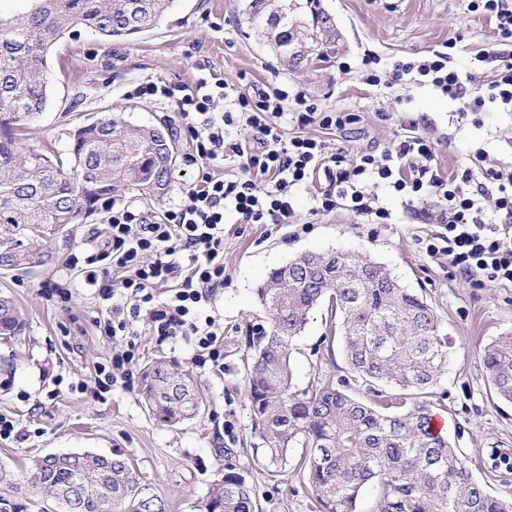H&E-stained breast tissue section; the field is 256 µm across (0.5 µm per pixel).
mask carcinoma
Instances as JSON below:
<instances>
[{
    "label": "carcinoma",
    "instance_id": "cac0c4a2",
    "mask_svg": "<svg viewBox=\"0 0 512 512\" xmlns=\"http://www.w3.org/2000/svg\"><path fill=\"white\" fill-rule=\"evenodd\" d=\"M22 10L0 13V129L35 119L50 98L47 60L67 35L85 28L104 42L154 29L176 0H21ZM320 0H250L252 18H266L283 63L291 68L336 55V35L320 41L318 24L330 15ZM311 14L307 40L298 38L303 9ZM174 165L169 126L128 128L94 122L54 157L21 154L0 137V264L20 269L48 263V242L70 224L68 214H92L123 195L166 194ZM268 328L249 337L254 362L247 382L252 429L268 465L288 463L305 449L304 470L318 512H359L366 487L371 512H512L511 496L488 492L471 461L447 438L431 433V403L448 366L430 305L401 288L384 266L343 251L305 252L271 271L257 289ZM341 313L340 332L351 371L369 399L332 385L297 389L291 340L323 302ZM25 327L20 308L0 295V339ZM495 396L512 403V335L483 355ZM140 395L156 418L177 425L202 408L192 376L165 361L141 372ZM243 448H225L224 475L209 489L202 512H254V490L238 465ZM31 498L52 500L54 512H165L144 493L139 474L120 455L67 452L38 456L25 474ZM0 512H27L16 475L0 467Z\"/></svg>",
    "mask_w": 512,
    "mask_h": 512
}]
</instances>
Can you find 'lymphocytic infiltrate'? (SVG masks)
<instances>
[{
    "label": "lymphocytic infiltrate",
    "mask_w": 512,
    "mask_h": 512,
    "mask_svg": "<svg viewBox=\"0 0 512 512\" xmlns=\"http://www.w3.org/2000/svg\"><path fill=\"white\" fill-rule=\"evenodd\" d=\"M469 10L496 20L491 57L497 68L491 79L451 68L449 53L436 51L418 61L394 60L385 74L379 56L365 55L361 66L366 83L421 81L469 112L484 111L496 101L512 105V0H469ZM224 99L230 100V107L215 111V103ZM175 105L201 163L229 152L244 158L245 174L224 180L204 168L157 221L132 205H113L103 243L84 257L70 259L71 265L84 269L86 284L98 288L106 300L112 290L99 284V271L123 274L120 286L132 303L112 307L98 320L101 335L133 338L137 323L145 318L160 338L195 335L199 360L223 369L222 331L214 319L199 321L197 313L224 285V213L234 211L245 224L295 223V189L319 176L327 187L316 197L314 214L344 209L374 224L387 223L388 210L376 206L375 195L366 190L371 182L389 187L410 207L432 201L424 217L439 230L427 253L447 256L474 286L512 284V170H487V179L497 186L487 209L481 203L486 190L474 186L471 168L442 172L429 140L417 134L383 155L366 152L337 169L328 164L318 138L301 132L282 144L284 121L296 122L301 129L312 124L328 129L348 119L341 112L318 111L302 90L269 87L245 93L211 73L185 86ZM235 128L247 130V137L227 140L228 130ZM178 253L184 254V262L175 261ZM162 286L169 289L163 299L156 293Z\"/></svg>",
    "instance_id": "1"
}]
</instances>
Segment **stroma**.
<instances>
[{"mask_svg":"<svg viewBox=\"0 0 512 512\" xmlns=\"http://www.w3.org/2000/svg\"><path fill=\"white\" fill-rule=\"evenodd\" d=\"M249 0H179L157 27L133 39L106 44L91 33L64 39L48 66L51 96L45 110L24 125L18 138L25 149L43 153L66 150L69 134L80 124L117 118L131 125L168 123L175 135L176 162L167 193L132 198V205L158 220L197 174L187 157L193 151L174 98L137 96V87L169 88L190 84L209 69L226 82L247 75L260 87L304 90L325 111L354 114L342 128L307 127L325 141L327 154L347 166L363 152L378 153L402 138L408 120L428 139L444 171L470 165L476 151L487 164L512 169V108L460 111L457 102L432 86L407 82L367 86L360 69L364 54L383 62L419 60L455 39L451 67L492 75L495 61H483L493 44L494 24L471 13L469 0H321L339 35L330 62L303 69L284 66L266 28L250 23ZM350 62L349 71L338 68ZM321 181L295 191L296 224H241L227 215L224 225V286L202 316L224 329V369L215 371L195 359L194 339L162 340L148 322L138 324L136 369L155 360L174 362L196 380L206 403L191 421L161 422L145 406L138 384L112 386L103 397L80 391L93 384L95 369L113 352L126 349L122 338L101 335L96 326L109 302L125 303L123 290L104 301L85 284L71 254L100 245L112 215L111 204L70 225L50 241L51 261L33 270H0V293L13 297L25 313L21 334L0 339V417L11 420L10 437L0 438V465L22 470L29 458L49 453L89 451L123 455L139 472L147 494L162 498L166 512H201L213 481L224 468L225 448H247L245 476L255 490V512H317L300 449L272 472L255 450L262 442L252 431L245 395L254 351L249 335L265 326L267 314L256 290L273 266L305 252L349 251L384 265L408 291L423 296L437 316L448 343L449 362L432 410L444 422L443 434L474 462L473 475L492 494H512V470L493 468L492 453L512 457V404L499 400L483 371V350L497 337L512 334V285L476 287L448 264L430 257L424 241L437 227L387 187L376 190L379 205L391 213L387 224H371L346 210L312 215ZM66 279L69 302L47 297L45 282ZM337 317L321 305L292 341L293 380L311 383L347 380L349 392L365 397L351 380Z\"/></svg>","mask_w":512,"mask_h":512,"instance_id":"obj_1","label":"stroma"}]
</instances>
